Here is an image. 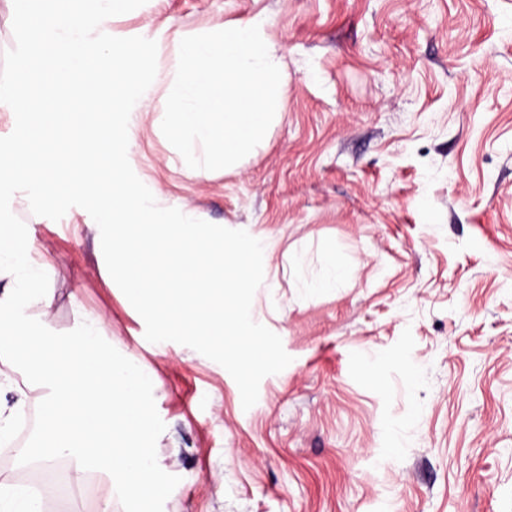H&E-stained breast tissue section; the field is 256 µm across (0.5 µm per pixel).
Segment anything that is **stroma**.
<instances>
[{
    "label": "stroma",
    "instance_id": "stroma-1",
    "mask_svg": "<svg viewBox=\"0 0 512 512\" xmlns=\"http://www.w3.org/2000/svg\"><path fill=\"white\" fill-rule=\"evenodd\" d=\"M265 20L281 111L235 165L189 168L155 106L137 177L263 244L254 321L291 363L257 403L218 363L148 342L82 208L12 212L48 263L52 327L104 316L155 377L164 512H512V0H146L109 23L179 40ZM335 277L334 287L318 289ZM43 512H96L112 478L65 475Z\"/></svg>",
    "mask_w": 512,
    "mask_h": 512
}]
</instances>
